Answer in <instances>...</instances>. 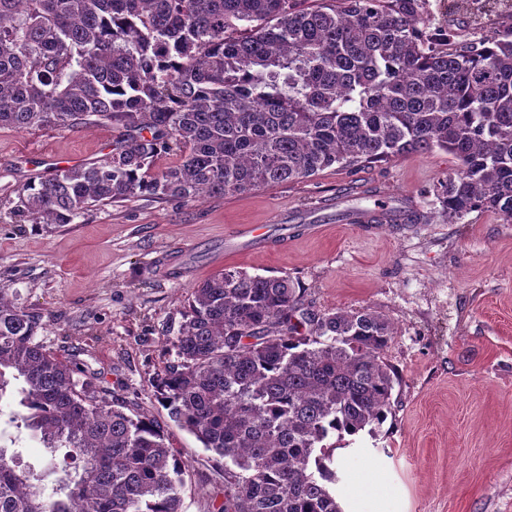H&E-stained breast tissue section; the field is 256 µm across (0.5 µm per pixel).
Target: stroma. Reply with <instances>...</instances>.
I'll use <instances>...</instances> for the list:
<instances>
[{
    "mask_svg": "<svg viewBox=\"0 0 512 512\" xmlns=\"http://www.w3.org/2000/svg\"><path fill=\"white\" fill-rule=\"evenodd\" d=\"M425 35L477 43L454 0H427ZM117 130L0 129V292L40 313L36 340L121 397L128 414L168 427L189 469L184 512H214L224 461L170 425L154 380L171 359L193 288L224 267L290 276L319 310L370 307L395 329L386 352L400 373L386 421L344 437L336 464L342 497L373 472L404 512H512V223L476 210L449 222L436 188L455 167L436 150L364 167L332 166L310 178L245 194L186 202L138 198L89 208L53 232L15 216L21 187L56 170L104 159ZM422 214L416 224H353L378 206ZM262 227L250 246L239 226ZM238 255L225 257L229 246ZM0 398V445L27 463L47 452L10 420Z\"/></svg>",
    "mask_w": 512,
    "mask_h": 512,
    "instance_id": "35a3bbf8",
    "label": "stroma"
}]
</instances>
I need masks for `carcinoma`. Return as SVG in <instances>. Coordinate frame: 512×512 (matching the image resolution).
Here are the masks:
<instances>
[{
    "label": "carcinoma",
    "mask_w": 512,
    "mask_h": 512,
    "mask_svg": "<svg viewBox=\"0 0 512 512\" xmlns=\"http://www.w3.org/2000/svg\"><path fill=\"white\" fill-rule=\"evenodd\" d=\"M475 19L512 0H464ZM425 0H0V128L111 125L112 154L30 181L15 212L44 228L135 197L241 194L443 150L448 220L512 223V31L442 50ZM176 144L180 163L152 171ZM417 220L382 209L376 223ZM42 316L0 293V397L54 459L19 467L0 445V512H182L188 459L157 421L98 396L35 341ZM394 329L370 308L321 312L286 277L226 268L193 289L157 398L224 459L218 512H343L334 444L379 426Z\"/></svg>",
    "instance_id": "cac0c4a2"
}]
</instances>
